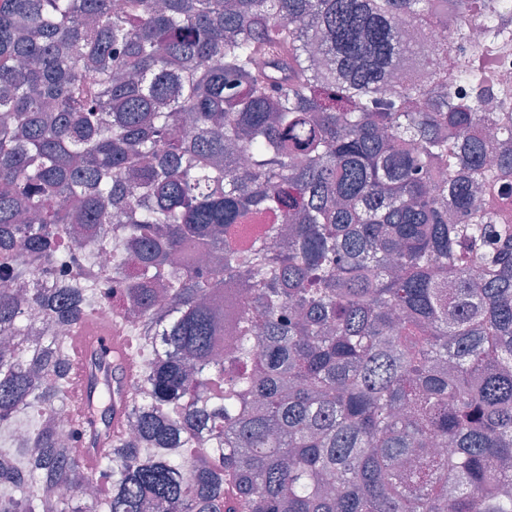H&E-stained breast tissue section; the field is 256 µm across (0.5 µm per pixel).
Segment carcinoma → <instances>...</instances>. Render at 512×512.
Here are the masks:
<instances>
[{"label":"carcinoma","instance_id":"carcinoma-1","mask_svg":"<svg viewBox=\"0 0 512 512\" xmlns=\"http://www.w3.org/2000/svg\"><path fill=\"white\" fill-rule=\"evenodd\" d=\"M471 11L0 0V512H512L503 47L404 34ZM99 325L94 322L82 327L72 336V353L74 356L84 353L87 348L94 349L105 361L124 350V338L120 329L112 327V311L108 307L100 310ZM104 328L109 329H103Z\"/></svg>","mask_w":512,"mask_h":512}]
</instances>
